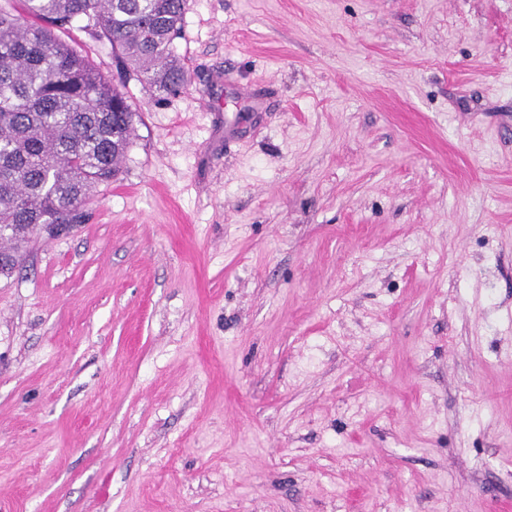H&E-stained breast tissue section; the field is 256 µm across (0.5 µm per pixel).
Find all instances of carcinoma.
I'll list each match as a JSON object with an SVG mask.
<instances>
[{
	"label": "carcinoma",
	"mask_w": 512,
	"mask_h": 512,
	"mask_svg": "<svg viewBox=\"0 0 512 512\" xmlns=\"http://www.w3.org/2000/svg\"><path fill=\"white\" fill-rule=\"evenodd\" d=\"M0 5V252L36 226L82 224L118 178L134 132L124 93L72 39L77 24L112 45L122 73L158 95L185 87L175 54L188 0H6Z\"/></svg>",
	"instance_id": "1"
}]
</instances>
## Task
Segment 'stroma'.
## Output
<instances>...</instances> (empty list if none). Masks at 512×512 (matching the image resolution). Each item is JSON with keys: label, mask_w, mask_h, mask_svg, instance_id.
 <instances>
[{"label": "stroma", "mask_w": 512, "mask_h": 512, "mask_svg": "<svg viewBox=\"0 0 512 512\" xmlns=\"http://www.w3.org/2000/svg\"><path fill=\"white\" fill-rule=\"evenodd\" d=\"M175 47L0 275V512H512V0H189Z\"/></svg>", "instance_id": "35a3bbf8"}]
</instances>
